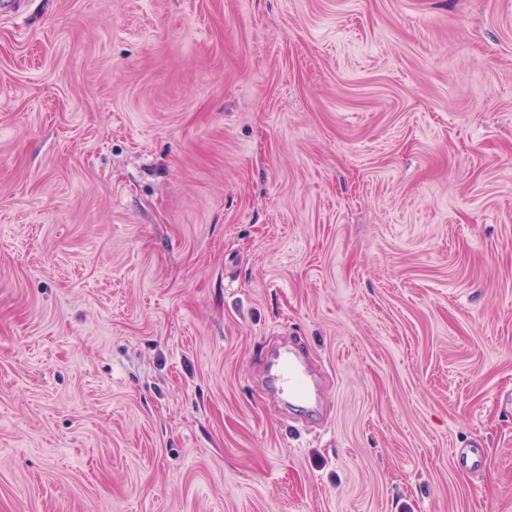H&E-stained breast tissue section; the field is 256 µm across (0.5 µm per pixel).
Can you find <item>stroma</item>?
I'll return each instance as SVG.
<instances>
[{
	"instance_id": "obj_1",
	"label": "stroma",
	"mask_w": 512,
	"mask_h": 512,
	"mask_svg": "<svg viewBox=\"0 0 512 512\" xmlns=\"http://www.w3.org/2000/svg\"><path fill=\"white\" fill-rule=\"evenodd\" d=\"M11 2L0 512H512V0ZM278 384L281 391L288 396H304L306 385L297 363L288 355L283 358L280 364Z\"/></svg>"
}]
</instances>
